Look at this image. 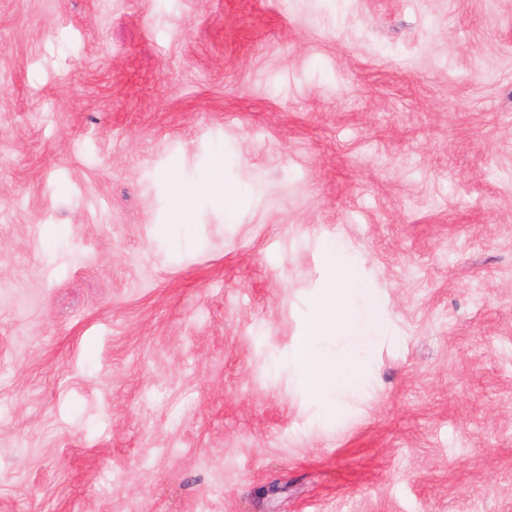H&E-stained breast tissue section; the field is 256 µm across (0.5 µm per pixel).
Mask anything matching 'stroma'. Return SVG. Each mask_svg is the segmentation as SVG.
Segmentation results:
<instances>
[{"label": "stroma", "instance_id": "1", "mask_svg": "<svg viewBox=\"0 0 512 512\" xmlns=\"http://www.w3.org/2000/svg\"><path fill=\"white\" fill-rule=\"evenodd\" d=\"M0 512H512V0H0Z\"/></svg>", "mask_w": 512, "mask_h": 512}]
</instances>
